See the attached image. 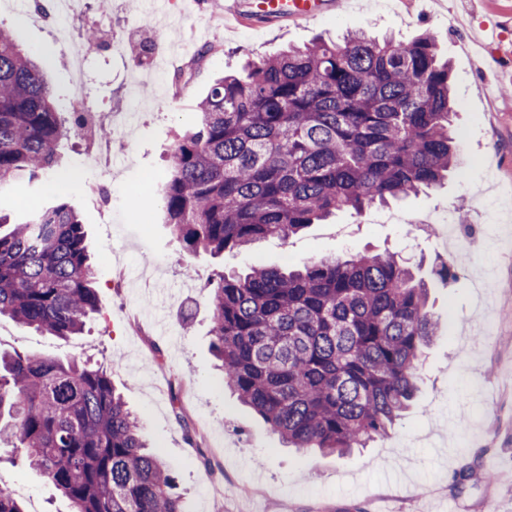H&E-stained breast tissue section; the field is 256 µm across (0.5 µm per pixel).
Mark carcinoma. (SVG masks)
<instances>
[{
  "label": "carcinoma",
  "instance_id": "1",
  "mask_svg": "<svg viewBox=\"0 0 512 512\" xmlns=\"http://www.w3.org/2000/svg\"><path fill=\"white\" fill-rule=\"evenodd\" d=\"M159 178L161 223L189 253L288 240L338 211L437 187L464 173L450 66L429 32L359 29L251 59L217 80ZM80 113L56 110L42 68L0 27V192L56 175ZM212 351L224 385L291 448L343 455L388 435L417 390L422 348L441 331L429 288L397 255L328 257L283 272L220 273ZM83 224L66 198L0 215V317L43 335L82 333L101 312ZM72 512H184L171 468L102 365L0 354V439ZM0 512H26L0 489Z\"/></svg>",
  "mask_w": 512,
  "mask_h": 512
}]
</instances>
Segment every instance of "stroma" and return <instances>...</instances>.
<instances>
[{"mask_svg": "<svg viewBox=\"0 0 512 512\" xmlns=\"http://www.w3.org/2000/svg\"><path fill=\"white\" fill-rule=\"evenodd\" d=\"M140 35L145 58L95 47L87 94L96 111L133 118L135 145L112 168V203L74 185L67 199L79 213L97 271L102 311L83 333L61 341L0 319V351L49 353L107 367L114 387L136 414L152 451L171 467L185 512H512V255L487 233L482 213L493 204L500 236L512 237V94L492 76L512 65V0H342L336 9L293 23L255 17L224 20L221 0L187 13L169 0L156 14L152 0H88L70 23L80 31ZM501 24V44H476L483 25ZM0 24L40 63L56 104L71 112L76 95L67 49L53 35L55 13L38 0H0ZM357 29L409 39L433 32L452 65L454 129L464 176L428 192L339 212L288 241L224 253L186 252L157 224L141 223L125 204L130 184L165 171L178 133L193 126L198 102L215 79L249 58ZM180 93L160 105L162 91ZM467 216L468 250L454 277L433 280L432 312L444 335L426 349L419 392L387 437L342 456L285 447L263 419L224 386L210 350L211 306L205 286L214 271L245 272L256 264L283 270L312 259L363 250L422 259L429 274L442 256L433 227L447 213ZM401 213L403 224L384 222ZM348 235H333L334 225ZM148 259L150 281L130 274L110 285L114 266ZM145 333L130 334L131 322ZM205 418L210 445L186 438ZM14 448L0 443V483L14 487L27 512H71L69 501L41 474L13 466Z\"/></svg>", "mask_w": 512, "mask_h": 512, "instance_id": "stroma-1", "label": "stroma"}]
</instances>
